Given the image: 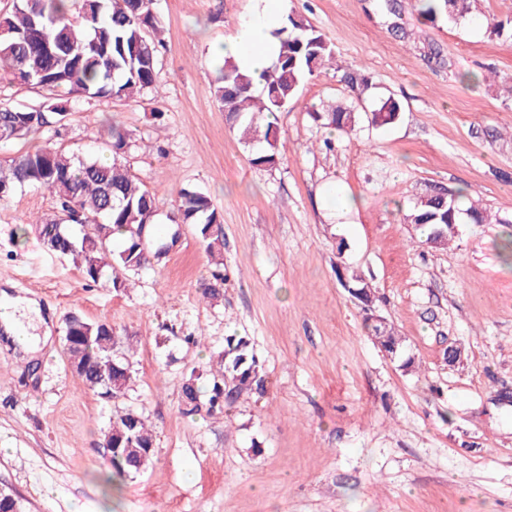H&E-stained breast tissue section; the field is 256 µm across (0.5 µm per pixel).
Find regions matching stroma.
<instances>
[{"mask_svg":"<svg viewBox=\"0 0 512 512\" xmlns=\"http://www.w3.org/2000/svg\"><path fill=\"white\" fill-rule=\"evenodd\" d=\"M398 4L392 15L381 0H280V16L324 35L336 66L277 113L279 154L267 167L250 164L214 96L213 48L253 20L256 0H155L158 79L134 99L0 79L2 104L69 110L54 138L0 143V160L49 139L102 157L116 125L136 133L121 161L157 191L161 213L191 187L224 218L223 265L186 224L117 291L44 247L35 221L57 214L55 197L27 187L0 200V291L35 300L52 332L30 357L0 335V489L21 512H512V262L502 250L512 237V0H475L459 22ZM348 68L369 77L365 94L342 82ZM388 98L401 112L375 124ZM336 104L355 113L352 131L316 120ZM436 187L489 221L427 246L406 216ZM348 269L405 337L411 370L368 336ZM217 273L221 299H203ZM74 312L132 335L134 383L120 399L72 373L61 337ZM232 335L250 339L263 390L185 414L191 369L207 387L205 369ZM122 409L147 417L154 459L116 480L103 432Z\"/></svg>","mask_w":512,"mask_h":512,"instance_id":"35a3bbf8","label":"stroma"}]
</instances>
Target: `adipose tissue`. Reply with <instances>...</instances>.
I'll return each instance as SVG.
<instances>
[{
	"instance_id": "ef3b65f1",
	"label": "adipose tissue",
	"mask_w": 512,
	"mask_h": 512,
	"mask_svg": "<svg viewBox=\"0 0 512 512\" xmlns=\"http://www.w3.org/2000/svg\"><path fill=\"white\" fill-rule=\"evenodd\" d=\"M259 6L256 21L243 25L237 36L220 48L221 54L233 57L241 69L255 77L276 60L279 51V43L270 33L276 0H260ZM0 306L8 310L0 322L15 348L34 352L48 342L50 335L42 330L43 316L35 303L6 297L0 299Z\"/></svg>"
}]
</instances>
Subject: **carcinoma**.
I'll list each match as a JSON object with an SVG mask.
<instances>
[{
	"mask_svg": "<svg viewBox=\"0 0 512 512\" xmlns=\"http://www.w3.org/2000/svg\"><path fill=\"white\" fill-rule=\"evenodd\" d=\"M420 15L435 19L443 13L461 21L472 9L473 0H417ZM66 0H14L13 7L0 13V72L24 84L52 93L65 90L76 97L104 100L130 99L153 87L157 81L156 51L162 21L153 10V0H81L80 21L69 19ZM279 53L261 74V83L226 58L217 68L214 94L224 108L227 121L247 144L256 145L249 162L253 166L276 162L278 136L273 118L291 104L301 84L316 70L333 62V52L324 35L300 18L290 16L278 32ZM342 81L351 89L368 90V78L348 69ZM67 117L63 106L16 109L0 106V141L18 140ZM327 125L351 127L355 116L338 105L325 113ZM134 140V133L114 126L107 145L112 161L71 155L53 146L37 147L0 163V199L25 186H37L56 198L63 217L38 220L39 235L51 252L71 259L86 279L97 283L109 277L117 291L129 286L134 275L150 263L135 248V238L145 232L153 249L171 242L169 228L154 223L158 193L139 182L118 163ZM461 223L467 215L474 223L486 221L484 212L472 205L463 210L458 198L438 188L421 198L406 215L428 229L426 243L443 248L453 237L434 236L440 220ZM172 224H194L202 246L212 259L223 260V218L210 198L198 189H182ZM120 234L125 245L112 251V238ZM381 349L395 353L401 367L409 370L414 358L404 357L405 338L394 332L379 335L366 325ZM63 350L71 370L91 390L104 394V381L112 373L111 362L133 367L129 337L109 323L95 322L73 313L64 321ZM224 353L218 355L220 374L213 378L208 410L221 408L244 392L264 383L263 365L245 336H229ZM199 375L191 371L184 385V412L200 410ZM106 442H121L119 452L108 464L112 477H134L151 461L139 450L154 445L153 431L144 416L122 410L112 416L104 435Z\"/></svg>",
	"mask_w": 512,
	"mask_h": 512,
	"instance_id": "cac0c4a2",
	"label": "carcinoma"
}]
</instances>
